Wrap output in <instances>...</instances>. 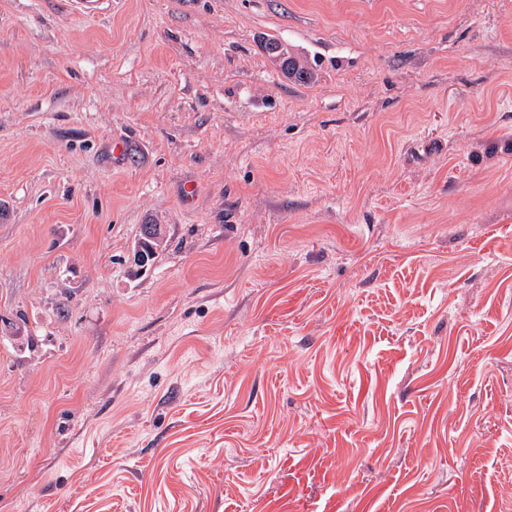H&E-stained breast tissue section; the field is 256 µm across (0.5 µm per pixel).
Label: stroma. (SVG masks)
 Returning a JSON list of instances; mask_svg holds the SVG:
<instances>
[{
  "instance_id": "stroma-1",
  "label": "stroma",
  "mask_w": 512,
  "mask_h": 512,
  "mask_svg": "<svg viewBox=\"0 0 512 512\" xmlns=\"http://www.w3.org/2000/svg\"><path fill=\"white\" fill-rule=\"evenodd\" d=\"M0 205V512H512V0H0ZM270 46L273 47V50L281 49L280 54L285 53L287 55L284 63H282L287 65V68H279L284 78L298 84H312L316 81V69L311 63L296 57L287 47L283 46V44L276 39H267L266 47H262L268 57H270L269 52L272 51L269 49ZM282 64H280L279 67L282 66ZM158 234H160L161 232V229L160 227L157 226V231H156ZM155 225L154 224H144L142 225L141 227V231H140V234H139V238H138V241H137V245L136 247L134 248V251L133 253L131 252V256L133 255V259L136 263H138L140 266L144 267L147 265V263L149 262V260L151 258H154L155 255H151L150 254V251L149 250H141V248H139V244L140 243H143V244H152V246H150V248L152 249V252L154 254H156V250L157 249H162V248H165L167 246V241H164V236H158L157 237V240L156 241H153L151 242L152 240L155 239ZM163 243V244H162ZM138 251L137 253L134 254V252Z\"/></svg>"
}]
</instances>
